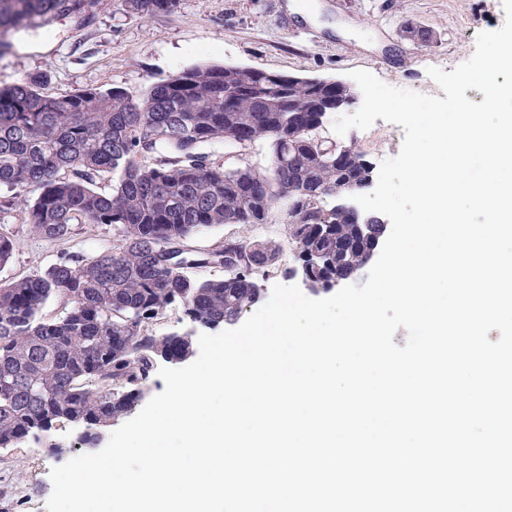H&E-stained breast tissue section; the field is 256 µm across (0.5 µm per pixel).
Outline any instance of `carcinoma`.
Here are the masks:
<instances>
[{"mask_svg": "<svg viewBox=\"0 0 512 512\" xmlns=\"http://www.w3.org/2000/svg\"><path fill=\"white\" fill-rule=\"evenodd\" d=\"M145 16L177 0H126ZM89 0H0V47L57 15L79 14ZM403 35L428 46L431 30ZM236 65L180 70L141 98L118 87H84L52 96L36 79L0 87V212L26 215L31 234L65 240L79 224L112 227V248L64 254L29 276L0 279V451L29 438L52 440L60 422L81 420L80 444L96 448L112 424L135 410L158 363L194 354L192 334L154 327L180 308L191 327L216 330L261 302L260 280L291 277L283 241L329 291L360 270L359 254L383 225L349 230L336 192L368 188L373 166L356 142L324 139L328 114L353 104L356 88ZM261 145L268 163L228 167ZM346 163L336 161V147ZM112 178L109 192L98 180ZM285 226V240L248 234ZM240 229L207 251L189 245L200 230ZM15 240L0 232V270ZM55 303L52 313L46 312Z\"/></svg>", "mask_w": 512, "mask_h": 512, "instance_id": "cac0c4a2", "label": "carcinoma"}]
</instances>
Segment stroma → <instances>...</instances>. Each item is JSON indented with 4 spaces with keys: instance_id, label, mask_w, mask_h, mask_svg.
Wrapping results in <instances>:
<instances>
[{
    "instance_id": "obj_1",
    "label": "stroma",
    "mask_w": 512,
    "mask_h": 512,
    "mask_svg": "<svg viewBox=\"0 0 512 512\" xmlns=\"http://www.w3.org/2000/svg\"><path fill=\"white\" fill-rule=\"evenodd\" d=\"M90 23L60 17L37 34L0 49V86L27 78L53 95L83 87H119L140 97L173 73L202 63L250 67L282 75L347 80L366 70L382 82L441 96L427 70L452 71L469 60L476 36L502 26V0H178L170 13L145 17L124 0H97ZM437 35L423 48L401 37L405 23ZM373 166L398 155L402 126L376 119L350 129ZM0 227L17 240L0 278H20L57 262L61 254L92 255L111 247L112 230L80 225L77 235L47 241L29 234L23 214H0ZM78 428L57 425V454L41 442L0 451V512H47L52 468L82 454Z\"/></svg>"
}]
</instances>
